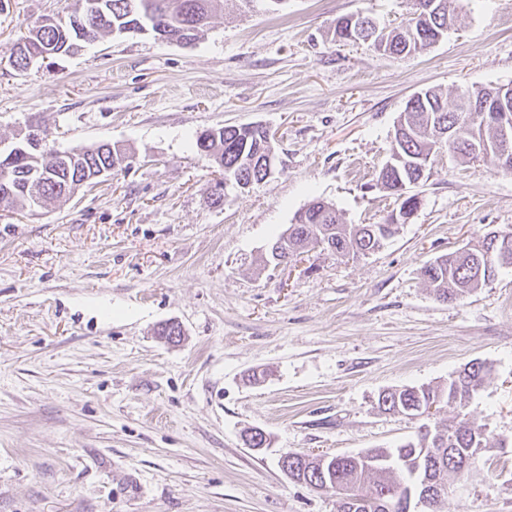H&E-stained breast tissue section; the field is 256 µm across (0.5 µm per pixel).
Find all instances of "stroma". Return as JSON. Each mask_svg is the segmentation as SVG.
<instances>
[{"label":"stroma","instance_id":"stroma-1","mask_svg":"<svg viewBox=\"0 0 512 512\" xmlns=\"http://www.w3.org/2000/svg\"><path fill=\"white\" fill-rule=\"evenodd\" d=\"M68 2L0 0V140L37 122L57 150L131 160L70 199L0 210V512H336L279 457L394 447L420 422L379 411V392L474 360L492 372L467 411L506 443L449 477L440 509L512 512V269L460 302L419 275L512 230V173L439 150L379 250L260 265L312 200L385 221L376 180L406 101L512 82V0H453L455 30L414 58L331 34L349 14L398 25L407 0H284L214 16L190 45L108 35L14 70L19 36ZM250 124L274 134L277 169L212 206L195 134ZM168 321L180 342L156 336ZM252 428L265 451L244 444Z\"/></svg>","mask_w":512,"mask_h":512}]
</instances>
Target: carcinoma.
I'll return each mask as SVG.
<instances>
[{
	"label": "carcinoma",
	"instance_id": "cac0c4a2",
	"mask_svg": "<svg viewBox=\"0 0 512 512\" xmlns=\"http://www.w3.org/2000/svg\"><path fill=\"white\" fill-rule=\"evenodd\" d=\"M256 0H71L66 21L27 28L10 49L14 69L25 71L30 60L69 56L105 35L146 32L162 41L194 42L213 13L236 2ZM408 0L409 18L391 29H377L369 17L347 15L336 19L338 42L368 41L377 51L415 56L448 36V19L454 18L450 0ZM405 128L394 130L389 161L377 184L395 198L394 213L384 224H346L336 207L314 200L299 210L271 247V258L281 264L302 253L309 239L321 237L329 252L358 258L378 250L417 212L413 185L427 177L437 144L463 158L471 157L468 130L470 114L458 112L434 89L413 94L403 109ZM197 151L212 161L233 183H260L267 179V157L275 155L272 138L260 126H222L196 133ZM126 153L102 143L92 148L58 151L48 143L23 138L5 155L0 154V202L8 207L33 202L59 201L98 179L128 166ZM494 246L477 245L443 254L427 262L420 276L433 296L442 301L462 300L495 279L500 271L496 257L512 255V231H491ZM491 367L483 362L466 364L445 383L412 385L379 394L378 408L389 413L419 416L432 404L466 407L487 383ZM490 434L466 417L450 425H422L416 438L396 448H371L351 455H336L324 466L307 461L308 454L288 452L284 462L293 480L336 492V512H411V502L434 491L442 494L448 475L459 478L476 467L472 448L487 450Z\"/></svg>",
	"mask_w": 512,
	"mask_h": 512
}]
</instances>
